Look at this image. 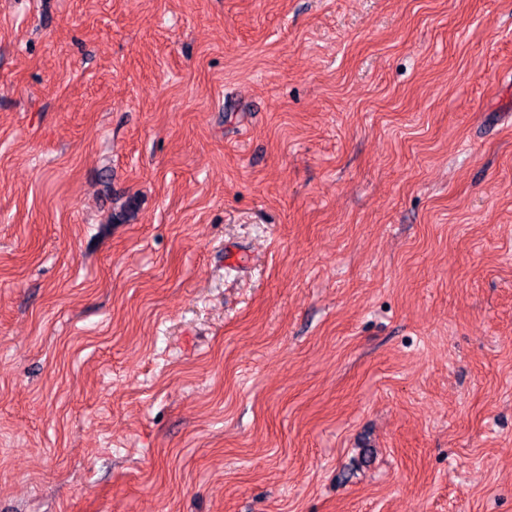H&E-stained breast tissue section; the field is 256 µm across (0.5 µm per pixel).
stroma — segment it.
Listing matches in <instances>:
<instances>
[{
  "mask_svg": "<svg viewBox=\"0 0 512 512\" xmlns=\"http://www.w3.org/2000/svg\"><path fill=\"white\" fill-rule=\"evenodd\" d=\"M0 512H512V0H0Z\"/></svg>",
  "mask_w": 512,
  "mask_h": 512,
  "instance_id": "obj_1",
  "label": "stroma"
}]
</instances>
